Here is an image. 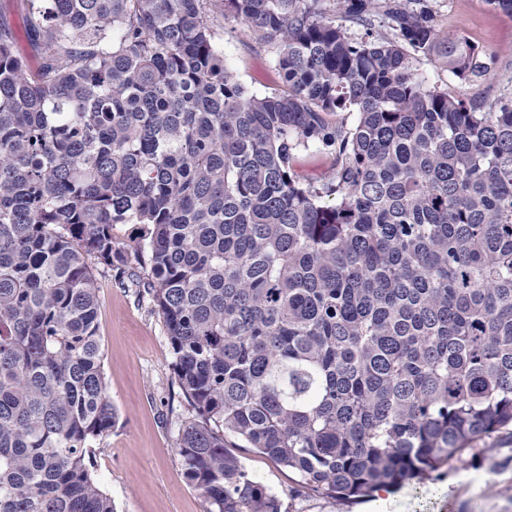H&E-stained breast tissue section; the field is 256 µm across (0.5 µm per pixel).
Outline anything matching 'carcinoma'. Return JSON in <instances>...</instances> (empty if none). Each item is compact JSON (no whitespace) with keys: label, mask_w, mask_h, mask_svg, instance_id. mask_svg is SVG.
Returning a JSON list of instances; mask_svg holds the SVG:
<instances>
[{"label":"carcinoma","mask_w":512,"mask_h":512,"mask_svg":"<svg viewBox=\"0 0 512 512\" xmlns=\"http://www.w3.org/2000/svg\"><path fill=\"white\" fill-rule=\"evenodd\" d=\"M317 2L24 0L35 69L0 21V512H114L92 474L115 411L87 262L138 284L114 224L149 226L207 512H281L231 439L363 498L512 425V89L427 83L422 57L488 72L429 0H336L357 38ZM217 11L273 46L288 91L224 65ZM299 171L304 183L317 186L328 176L329 164L316 155H307L302 157Z\"/></svg>","instance_id":"cac0c4a2"}]
</instances>
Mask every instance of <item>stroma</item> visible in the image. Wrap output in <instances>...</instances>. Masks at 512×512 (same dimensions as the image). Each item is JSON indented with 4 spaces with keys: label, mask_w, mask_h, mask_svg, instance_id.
<instances>
[{
    "label": "stroma",
    "mask_w": 512,
    "mask_h": 512,
    "mask_svg": "<svg viewBox=\"0 0 512 512\" xmlns=\"http://www.w3.org/2000/svg\"><path fill=\"white\" fill-rule=\"evenodd\" d=\"M440 34L467 38L497 59L478 81H463L427 58L417 67L429 83L458 99L495 98L512 78V14L486 0H432ZM224 64L254 93L277 83L272 45L257 43L242 24L217 20ZM100 284L99 334L107 395L117 413L97 439L95 477L116 512H206L186 478L176 448L179 428L193 418L173 369L163 318L145 289L122 287L117 272L93 264ZM237 454L248 473L276 494L283 512H512V427L449 462L435 479L363 499L313 490L299 474L249 448Z\"/></svg>",
    "instance_id": "obj_1"
}]
</instances>
